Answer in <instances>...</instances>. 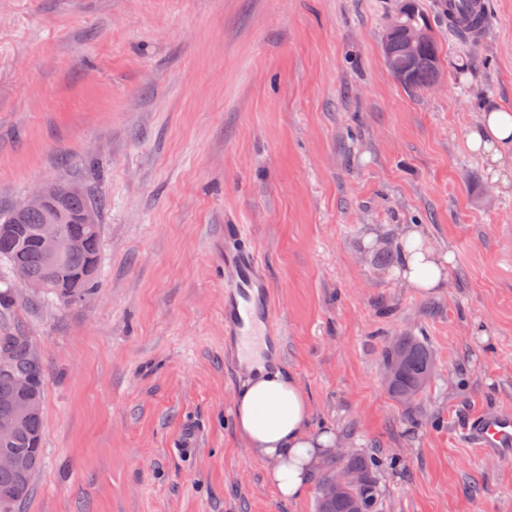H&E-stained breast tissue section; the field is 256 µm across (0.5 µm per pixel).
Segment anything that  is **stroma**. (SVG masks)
I'll return each mask as SVG.
<instances>
[{
    "instance_id": "stroma-1",
    "label": "stroma",
    "mask_w": 512,
    "mask_h": 512,
    "mask_svg": "<svg viewBox=\"0 0 512 512\" xmlns=\"http://www.w3.org/2000/svg\"><path fill=\"white\" fill-rule=\"evenodd\" d=\"M405 0H0V209L76 179L100 201L101 279L74 304L11 275L0 333L43 370V461L16 512H316L282 499L233 427L223 263L261 253L313 430L377 457L381 512H512V459L467 445L512 409V151L468 145L512 107V0L480 41L417 0L436 84L389 71ZM445 274L404 278L409 234ZM420 337L412 405L382 355ZM391 348L384 354V370L392 358L391 350L398 348L403 354V360L397 373L387 385L391 395L403 404L414 403L430 386L429 378L424 384L421 380L432 372V359L427 346L415 336H399Z\"/></svg>"
}]
</instances>
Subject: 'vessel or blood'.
Instances as JSON below:
<instances>
[{"instance_id":"b4317fda","label":"vessel or blood","mask_w":512,"mask_h":512,"mask_svg":"<svg viewBox=\"0 0 512 512\" xmlns=\"http://www.w3.org/2000/svg\"><path fill=\"white\" fill-rule=\"evenodd\" d=\"M224 334L237 352L259 342L268 345L271 357L280 354V335L273 327V295L255 247L233 225H225ZM468 440L482 452L512 458V411L480 416L464 427Z\"/></svg>"}]
</instances>
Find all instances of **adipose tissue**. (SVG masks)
Masks as SVG:
<instances>
[{
  "label": "adipose tissue",
  "instance_id": "ef3b65f1",
  "mask_svg": "<svg viewBox=\"0 0 512 512\" xmlns=\"http://www.w3.org/2000/svg\"><path fill=\"white\" fill-rule=\"evenodd\" d=\"M405 278L428 291L439 286L443 274L421 238L402 247ZM311 406L298 382L278 371L257 370L237 390L233 423L238 436L256 456L269 462V482L286 499L305 493L332 448L333 432L310 428Z\"/></svg>",
  "mask_w": 512,
  "mask_h": 512
}]
</instances>
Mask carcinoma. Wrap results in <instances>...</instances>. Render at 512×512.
Segmentation results:
<instances>
[{
  "instance_id": "carcinoma-1",
  "label": "carcinoma",
  "mask_w": 512,
  "mask_h": 512,
  "mask_svg": "<svg viewBox=\"0 0 512 512\" xmlns=\"http://www.w3.org/2000/svg\"><path fill=\"white\" fill-rule=\"evenodd\" d=\"M460 18L468 23L479 20L475 0H459L451 5ZM422 30L425 38L408 53L404 49L407 34ZM386 64L395 78L405 77L407 88H420L437 81L440 62L431 29L415 5L406 0L399 16V25L383 42ZM48 191L57 207L58 222L65 232L83 238L82 250L70 253L59 264L50 263L38 241V227L47 220L41 211L20 214L15 209L0 211V265L13 270L23 263L31 281L43 284L42 293L62 303L73 301L72 286L80 278L78 291L85 294L99 286L101 261V225L98 224L96 205L87 190L71 181L48 185ZM403 354L397 373L388 384L391 395L403 404L414 403L430 386L422 382L432 372V359L427 346L415 336L396 338L385 351L383 362L392 358V349ZM0 414L11 410L20 399L18 382H27L37 402H42L43 372L24 336L0 335ZM43 412L30 415L12 439L0 441V451L14 452L28 457L22 471L0 470V512H14L29 495L31 479L42 463ZM348 467L363 475V481L334 499L317 500V512H379L380 494L375 480L377 461L373 457L351 454L334 459L328 464L321 481H326L336 469Z\"/></svg>"
}]
</instances>
